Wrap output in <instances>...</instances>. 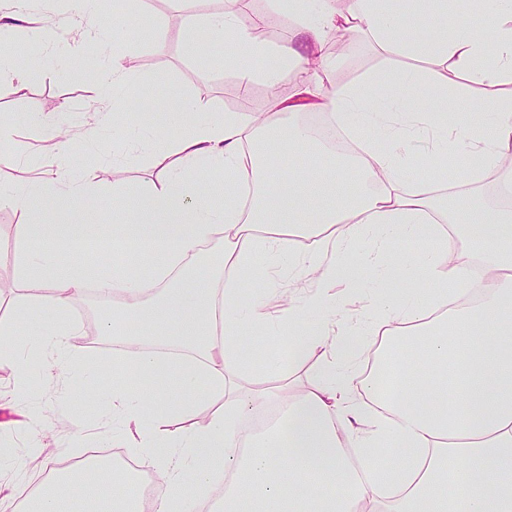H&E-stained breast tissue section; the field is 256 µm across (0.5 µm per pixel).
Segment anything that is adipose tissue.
<instances>
[{"label":"adipose tissue","mask_w":512,"mask_h":512,"mask_svg":"<svg viewBox=\"0 0 512 512\" xmlns=\"http://www.w3.org/2000/svg\"><path fill=\"white\" fill-rule=\"evenodd\" d=\"M274 5L305 52L289 42L258 41L230 7L191 18L182 48L198 57L223 40L241 91L250 92L259 77L277 84L288 70L292 93L259 113L220 116L200 99L161 95L169 126L184 133L156 153L155 180L114 187L113 210L126 223H94L79 207L96 180L90 169L0 191L1 208L34 215L19 227L21 275H46L51 288L44 297L15 295L27 329L20 340L14 323L0 322V339L11 342L0 350V363L25 387L36 348L75 384L86 360L55 325L86 289L83 268L68 251L91 239L134 243L157 254L152 274L116 265L97 289L137 303L139 326L129 339L136 351L112 368V413L120 422L112 437L144 449L156 471L150 512H178L187 482L193 499L206 501L213 476L224 470L233 479L218 500L221 512H512V207L490 205L468 190L489 171L503 190L512 189V0H471V13L482 19L478 28L459 0H352L342 15L329 0ZM423 29L430 32L424 41L417 36ZM334 31L367 35L383 63L325 96L308 64L315 57L328 68L321 49ZM395 55L413 66H387ZM423 58L447 65L448 75L416 67ZM307 111L328 116L356 138L357 150L335 172L282 178L266 160L277 135L293 149L323 150L295 121ZM421 143L434 175L427 193L408 176ZM451 154L459 161L453 176ZM211 169L223 170V185L197 180ZM349 175L360 182L353 194L343 189ZM440 223L481 257L479 288L466 280L463 255L441 242ZM292 230L311 237L307 253L290 249ZM367 237L424 249L417 263L400 261L383 277V292L357 326L340 330L326 317L290 336L286 352L265 357L261 388L237 396L232 377L251 367L240 337L269 326L273 305L291 322L305 308L341 310L346 298L335 293L336 284L360 282L345 257ZM213 244L222 251L220 269L195 266ZM245 274L261 277V298L239 297L237 280ZM311 274L319 289L305 307L280 296L282 277ZM369 328L387 338L380 366L397 380L388 392L377 376L353 375ZM315 353L322 358L315 378L297 385L293 366ZM173 370L179 398L162 387ZM217 389L226 397L223 412L203 414ZM153 405L198 422L185 431L161 430L148 414ZM270 410L275 420L244 432L248 417ZM387 453L398 454V466L384 463ZM116 483L126 494L114 512H138L126 470L88 468L78 477L64 471L36 492L19 485L13 495L25 512H98Z\"/></svg>","instance_id":"adipose-tissue-1"}]
</instances>
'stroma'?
I'll return each instance as SVG.
<instances>
[{"label":"stroma","mask_w":512,"mask_h":512,"mask_svg":"<svg viewBox=\"0 0 512 512\" xmlns=\"http://www.w3.org/2000/svg\"><path fill=\"white\" fill-rule=\"evenodd\" d=\"M35 11L42 18L39 29L9 46L18 60L38 56L43 66L38 78L21 92L0 95V127L12 134L11 139L0 140V186L51 178L74 167L90 168L96 174V183L87 205L96 223L112 225L117 221L112 210L113 186L142 184L155 174L154 157L149 152L124 149L113 143L114 122H136L140 103L159 88L202 99L214 112L241 109L232 96L238 81L235 72L224 66L222 42L213 43L209 57L203 61L186 58L180 45L171 43L172 29L182 23L180 0H174L170 8L156 10L158 31L153 39H135L123 51L122 64L133 75L134 82L124 88L123 100L116 111L101 109L90 77L96 66L111 64L112 56L94 53L83 45L88 28L104 31L111 27L109 0H99L98 11L87 28L56 27L44 0H37ZM45 37L69 42L75 50L69 54L50 53L41 43ZM378 63L371 39L359 34L350 39L348 50L336 54L330 75L337 84L352 83ZM37 113L69 122L67 154L49 150L43 129L30 121L31 115ZM15 138L29 144L28 153L19 155L13 151L11 141ZM30 220V214L0 208V288L24 284L17 273V258L24 244L16 228ZM374 249V244L366 239L347 257L348 264L360 270L362 283L338 314L340 325L360 322L365 298L379 291L377 277L382 270L368 262V255ZM24 285L35 293L44 283L32 279ZM98 299L96 288L90 286L72 304L68 317L69 323L76 327L69 337L72 347L82 348L83 338L99 335L100 319L94 311ZM83 350L86 356L83 385L95 395L89 403L80 401L78 393L70 389L55 368L39 361L33 364L26 395H17L12 368L0 365V512H17L19 507L18 500L7 496L6 487L27 483L33 473L39 479H47L64 460L83 457L89 448L111 447L112 429L107 418L112 413L110 374L114 349L103 343ZM37 437L41 438L42 447L35 454L31 446ZM16 459L28 460V472L13 468Z\"/></svg>","instance_id":"stroma-1"}]
</instances>
